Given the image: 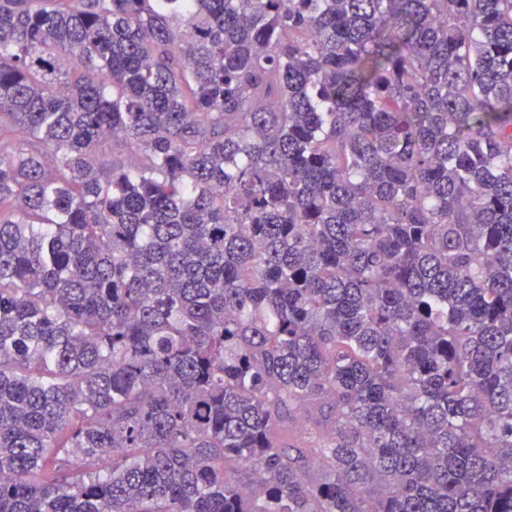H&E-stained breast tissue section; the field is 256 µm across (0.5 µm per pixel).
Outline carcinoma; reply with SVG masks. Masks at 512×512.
Instances as JSON below:
<instances>
[{"mask_svg": "<svg viewBox=\"0 0 512 512\" xmlns=\"http://www.w3.org/2000/svg\"><path fill=\"white\" fill-rule=\"evenodd\" d=\"M0 512H512V0H0Z\"/></svg>", "mask_w": 512, "mask_h": 512, "instance_id": "cac0c4a2", "label": "carcinoma"}]
</instances>
